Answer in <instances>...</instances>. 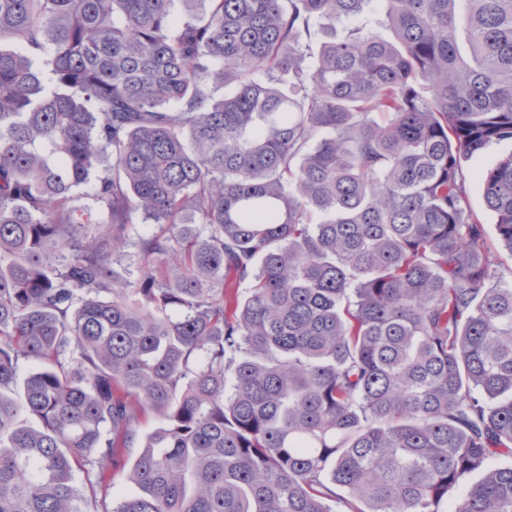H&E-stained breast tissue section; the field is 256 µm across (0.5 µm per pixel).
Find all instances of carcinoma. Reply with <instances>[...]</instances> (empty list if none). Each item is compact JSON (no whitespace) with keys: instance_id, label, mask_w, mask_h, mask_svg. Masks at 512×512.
Masks as SVG:
<instances>
[{"instance_id":"cac0c4a2","label":"carcinoma","mask_w":512,"mask_h":512,"mask_svg":"<svg viewBox=\"0 0 512 512\" xmlns=\"http://www.w3.org/2000/svg\"><path fill=\"white\" fill-rule=\"evenodd\" d=\"M375 2L0 0V512H512V0ZM512 152L511 142L492 144L481 155L462 159L461 175L465 186V207L477 214L486 229V240L498 262L497 269L503 274L505 280L512 279V256L502 250L497 240L494 224L495 216L488 210L479 189L480 173L491 167L502 156ZM154 231H156L155 224H144L142 223L141 218H135L134 224H129L128 236L131 245L127 249L128 256L115 266L116 271L122 278L131 282H136L140 279L142 276V269L138 264L136 256L137 249L133 243L138 241L140 236ZM163 423V419L154 413H149L141 418L137 425L138 438L136 442L114 459L109 470L112 478V489L110 490L107 502L110 509L115 508L122 497L132 495L137 491V488L127 481L126 474L130 470L134 457L139 450L141 438L157 427L162 426Z\"/></svg>"}]
</instances>
